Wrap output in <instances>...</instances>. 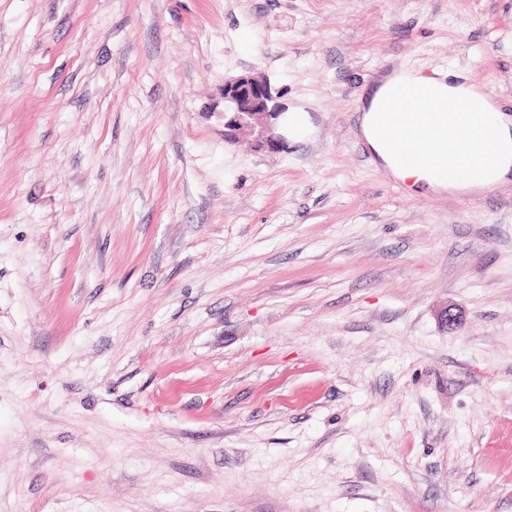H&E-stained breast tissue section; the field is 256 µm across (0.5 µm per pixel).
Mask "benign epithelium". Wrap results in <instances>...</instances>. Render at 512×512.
<instances>
[{
    "label": "benign epithelium",
    "instance_id": "7a95c632",
    "mask_svg": "<svg viewBox=\"0 0 512 512\" xmlns=\"http://www.w3.org/2000/svg\"><path fill=\"white\" fill-rule=\"evenodd\" d=\"M285 108L266 81L257 77H240L224 82V135L248 131L261 146L280 143L276 120Z\"/></svg>",
    "mask_w": 512,
    "mask_h": 512
}]
</instances>
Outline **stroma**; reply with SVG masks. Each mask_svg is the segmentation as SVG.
Listing matches in <instances>:
<instances>
[{"label":"stroma","mask_w":512,"mask_h":512,"mask_svg":"<svg viewBox=\"0 0 512 512\" xmlns=\"http://www.w3.org/2000/svg\"><path fill=\"white\" fill-rule=\"evenodd\" d=\"M400 68L512 113V0H0V512H512V183L372 159ZM277 95H273L266 81L257 77L224 82L225 137L245 130L259 145L277 146L281 139L276 132V120L285 111Z\"/></svg>","instance_id":"obj_1"}]
</instances>
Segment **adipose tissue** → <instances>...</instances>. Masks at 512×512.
<instances>
[{"mask_svg":"<svg viewBox=\"0 0 512 512\" xmlns=\"http://www.w3.org/2000/svg\"><path fill=\"white\" fill-rule=\"evenodd\" d=\"M417 89V103L399 105L401 86ZM465 98L474 106L468 113L448 111L449 100ZM476 86L401 70L383 77L371 92L360 118L361 136L393 178L408 188L429 193H468L485 188L488 175L477 155L479 140L472 129L489 123L498 144L496 180L512 174V120L486 109ZM472 157L468 172H460V157Z\"/></svg>","mask_w":512,"mask_h":512,"instance_id":"adipose-tissue-1","label":"adipose tissue"}]
</instances>
